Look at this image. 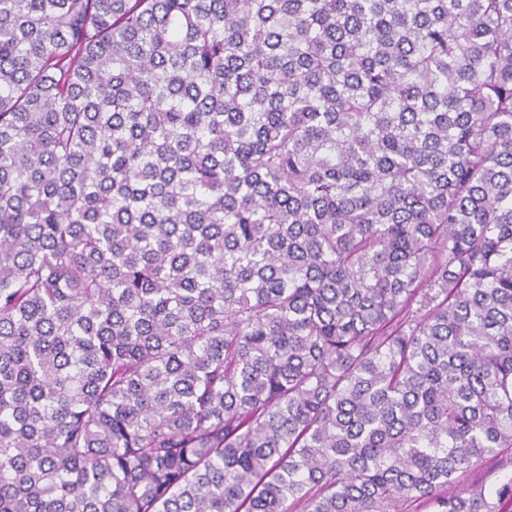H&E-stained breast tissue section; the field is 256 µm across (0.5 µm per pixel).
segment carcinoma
Returning <instances> with one entry per match:
<instances>
[{
  "label": "carcinoma",
  "instance_id": "1",
  "mask_svg": "<svg viewBox=\"0 0 512 512\" xmlns=\"http://www.w3.org/2000/svg\"><path fill=\"white\" fill-rule=\"evenodd\" d=\"M512 0H0V512H512Z\"/></svg>",
  "mask_w": 512,
  "mask_h": 512
}]
</instances>
